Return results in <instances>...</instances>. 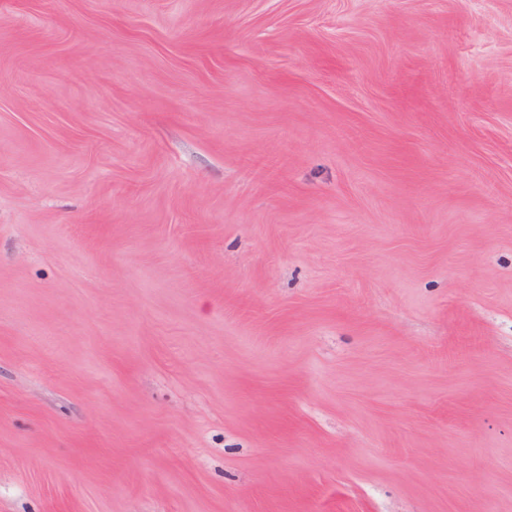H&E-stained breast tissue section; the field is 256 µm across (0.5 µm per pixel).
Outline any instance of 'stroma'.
Returning <instances> with one entry per match:
<instances>
[{"instance_id":"35a3bbf8","label":"stroma","mask_w":512,"mask_h":512,"mask_svg":"<svg viewBox=\"0 0 512 512\" xmlns=\"http://www.w3.org/2000/svg\"><path fill=\"white\" fill-rule=\"evenodd\" d=\"M0 512H512V0H0Z\"/></svg>"}]
</instances>
